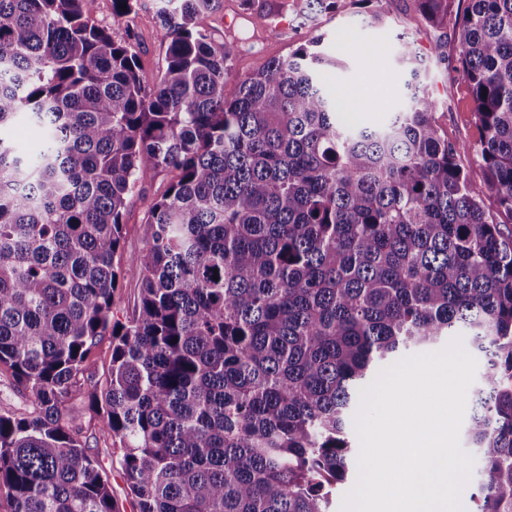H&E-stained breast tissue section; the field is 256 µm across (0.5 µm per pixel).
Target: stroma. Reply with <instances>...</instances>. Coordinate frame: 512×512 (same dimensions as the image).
<instances>
[{
	"instance_id": "stroma-1",
	"label": "stroma",
	"mask_w": 512,
	"mask_h": 512,
	"mask_svg": "<svg viewBox=\"0 0 512 512\" xmlns=\"http://www.w3.org/2000/svg\"><path fill=\"white\" fill-rule=\"evenodd\" d=\"M142 5L131 25L140 74L148 85L158 84L165 68L166 45L155 18V0ZM383 23L370 17V7L344 0L335 13L316 18L304 16L305 0H288L285 9L266 14L247 10L244 0H220L219 8L200 23L215 45L234 42L235 52L224 79L225 97H233L238 82L267 61L288 56L297 46L322 37L323 46L334 57L319 77L328 91H341L351 104L342 121L353 127L384 124L390 112L406 111L410 104L409 72L402 59L405 46H412L423 58L422 74L426 93L437 107L436 124L442 135L454 143L479 139L480 129L472 112L466 85L455 68L457 52L451 29H434L422 22L414 0H382ZM168 181L159 174L141 181L124 212L125 254L140 252L146 245V202L160 196ZM83 439L95 459L109 475L112 496L121 512H136L127 495L111 441L98 432V417L86 402H79Z\"/></svg>"
}]
</instances>
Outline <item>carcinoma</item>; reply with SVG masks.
Segmentation results:
<instances>
[{
  "label": "carcinoma",
  "instance_id": "1",
  "mask_svg": "<svg viewBox=\"0 0 512 512\" xmlns=\"http://www.w3.org/2000/svg\"><path fill=\"white\" fill-rule=\"evenodd\" d=\"M140 0H112L117 19ZM166 66L145 84L96 0H0V369L30 396L0 412L6 512H119L67 418L80 398L119 443L138 512H332L348 426L375 366L461 334L486 357L466 436L471 512H512V0L454 19L480 127L440 134L412 64L411 106L349 128L307 47L224 96L235 51L197 25L219 0H158ZM448 26V0H417ZM43 129L28 154L18 122ZM485 169L497 214L459 165ZM147 202L134 314L114 318L123 215ZM112 341L105 386L87 373Z\"/></svg>",
  "mask_w": 512,
  "mask_h": 512
}]
</instances>
